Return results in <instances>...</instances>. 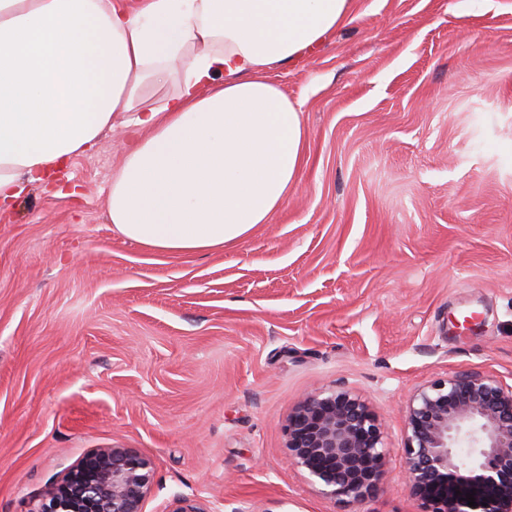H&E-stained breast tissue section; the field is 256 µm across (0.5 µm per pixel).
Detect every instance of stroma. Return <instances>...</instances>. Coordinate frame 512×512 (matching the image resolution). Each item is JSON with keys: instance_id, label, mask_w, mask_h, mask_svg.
I'll use <instances>...</instances> for the list:
<instances>
[{"instance_id": "35a3bbf8", "label": "stroma", "mask_w": 512, "mask_h": 512, "mask_svg": "<svg viewBox=\"0 0 512 512\" xmlns=\"http://www.w3.org/2000/svg\"><path fill=\"white\" fill-rule=\"evenodd\" d=\"M269 76L301 104L302 171L224 249L151 251L110 223L131 112L0 210V512L115 446L153 463L145 512H424L409 395L512 383V0H353ZM329 389L388 450L358 503L289 461L290 415Z\"/></svg>"}]
</instances>
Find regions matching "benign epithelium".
Here are the masks:
<instances>
[{"label":"benign epithelium","mask_w":512,"mask_h":512,"mask_svg":"<svg viewBox=\"0 0 512 512\" xmlns=\"http://www.w3.org/2000/svg\"><path fill=\"white\" fill-rule=\"evenodd\" d=\"M405 484L414 495L448 472L474 476L466 495L428 500L426 512H512V385L481 372L436 379L407 403ZM289 460L322 492L361 501L382 480L378 419L347 391L301 402L288 421ZM153 463L130 448H101L50 489L30 512H144Z\"/></svg>","instance_id":"7a95c632"}]
</instances>
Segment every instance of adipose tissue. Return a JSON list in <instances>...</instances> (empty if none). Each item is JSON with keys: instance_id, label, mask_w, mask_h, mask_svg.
Returning a JSON list of instances; mask_svg holds the SVG:
<instances>
[{"instance_id": "adipose-tissue-1", "label": "adipose tissue", "mask_w": 512, "mask_h": 512, "mask_svg": "<svg viewBox=\"0 0 512 512\" xmlns=\"http://www.w3.org/2000/svg\"><path fill=\"white\" fill-rule=\"evenodd\" d=\"M351 11L352 0H0V205L133 112L148 134L112 180L111 224L166 253L242 239L303 164L301 105L267 72Z\"/></svg>"}]
</instances>
